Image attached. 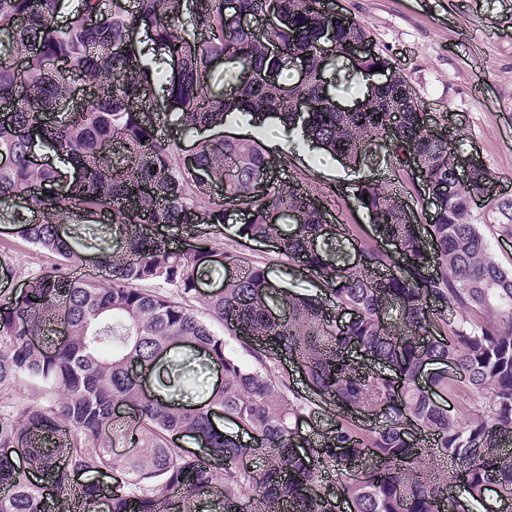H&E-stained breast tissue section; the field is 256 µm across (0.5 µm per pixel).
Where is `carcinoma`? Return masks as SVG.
Listing matches in <instances>:
<instances>
[{"label": "carcinoma", "instance_id": "1", "mask_svg": "<svg viewBox=\"0 0 512 512\" xmlns=\"http://www.w3.org/2000/svg\"><path fill=\"white\" fill-rule=\"evenodd\" d=\"M60 2L0 0V198L12 202L11 230L60 257L59 269L29 278L22 303L0 304V512H46L52 493L72 512L74 487L107 512H182L181 499L207 496L219 512H336L338 493L350 512H457L456 482L473 500L495 486L512 512V451L503 450L512 441V267L473 222V197L491 175L479 161L457 184L447 120L417 111L397 69L372 98L360 94L362 109L336 110L386 60L358 53L371 43L364 24L322 0H233L230 12L224 0H198L188 24L187 0H81L61 24ZM141 26L149 44L134 53L126 41ZM292 53L304 82L287 74ZM219 60L235 85L226 97L208 91ZM153 95L170 101L182 133L199 136L188 155L158 136L170 116L151 109ZM243 115L280 120L300 146L347 167L367 164L372 142L386 139L399 183L411 178L402 156L414 152L427 185L444 188L429 223L407 217L392 185L363 180L353 196L375 239L350 240L313 192L269 176L273 158L256 141L204 135ZM34 142L60 164L34 163ZM485 203L512 237V198ZM241 204L251 208L243 233L275 242L316 293L277 291L260 266L226 274L236 256L197 228L224 225ZM277 211L282 224L270 221ZM85 235L98 261L78 277ZM391 243L403 261L396 271ZM208 272L224 275L208 314L236 352L188 305ZM389 310L399 325L385 321ZM176 345L185 352L169 356ZM283 360L318 402L279 378ZM450 364L463 378L448 376ZM213 365L223 385L199 405L180 403L186 374ZM146 369L165 374L163 391L144 392ZM428 369L446 395L468 393L474 418L459 420L419 384ZM21 384L37 398L19 406ZM324 404L336 411L328 432L305 437ZM119 405L134 411L136 448L120 462ZM411 423L436 446L410 441ZM185 437L199 451L184 449ZM256 454L259 472L243 465ZM445 459L454 471L439 469ZM105 472L121 482L74 479Z\"/></svg>", "mask_w": 512, "mask_h": 512}]
</instances>
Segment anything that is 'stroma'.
I'll return each mask as SVG.
<instances>
[{"instance_id": "1", "label": "stroma", "mask_w": 512, "mask_h": 512, "mask_svg": "<svg viewBox=\"0 0 512 512\" xmlns=\"http://www.w3.org/2000/svg\"><path fill=\"white\" fill-rule=\"evenodd\" d=\"M325 7L367 27L424 110L445 115L450 127L460 129L458 150L477 153L499 193L512 197V0H325ZM222 133L258 141L280 161L284 177L327 197L334 223L349 228L355 239L371 238L368 215L352 189L366 177L390 181L389 168H347L319 150L278 146L271 121L230 122ZM237 226L228 219L215 241L242 263L264 267L277 285L313 292L312 281L275 247L241 236ZM57 264L55 254L0 225V303L22 298L29 276Z\"/></svg>"}]
</instances>
